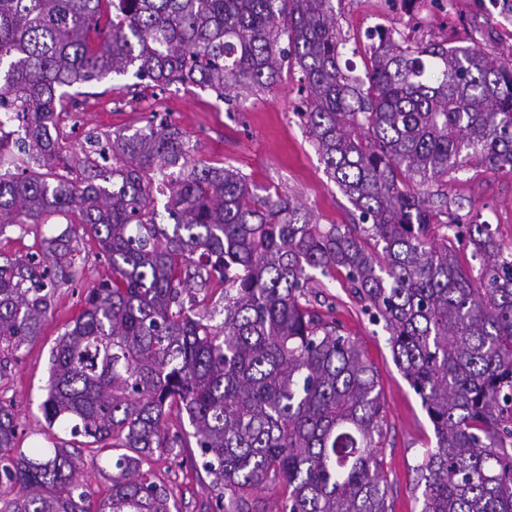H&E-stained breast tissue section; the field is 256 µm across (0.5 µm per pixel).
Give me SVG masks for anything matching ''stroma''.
Returning a JSON list of instances; mask_svg holds the SVG:
<instances>
[{
    "instance_id": "1",
    "label": "stroma",
    "mask_w": 512,
    "mask_h": 512,
    "mask_svg": "<svg viewBox=\"0 0 512 512\" xmlns=\"http://www.w3.org/2000/svg\"><path fill=\"white\" fill-rule=\"evenodd\" d=\"M336 27L346 41L342 58L364 75L370 42L367 31L378 23L409 41L448 42L452 46L480 47L491 57L512 60V17L500 13L490 0H448L440 8L431 0L407 7L400 0H332ZM299 73L283 69L278 83L232 104L215 93L192 86L173 87L157 100L134 99L131 76H111L94 85L83 104V124L94 132H133L160 113L179 127L197 148L203 163L232 167L255 185L258 195L278 192L292 197L323 224H350L358 218L354 207L331 181L302 120ZM451 210L460 220L480 215L499 239L512 243V172L469 167L450 173L444 187ZM65 224L33 227L28 232L7 228L0 235V254L20 256L38 250L43 237L65 231ZM78 263L82 280L59 289L41 334L25 345L17 361L0 373V402L13 405L22 448L39 446L77 448L69 432L49 428L41 409L52 349L65 326L78 314L89 288L110 273L94 243L81 247ZM311 302L328 319L340 324L375 366L385 407L386 442L382 450L383 477L389 487L392 512H421L423 485L416 465L423 449L434 447L433 426L419 396L396 368L383 324L362 312L343 276L324 278ZM84 461L83 478L96 494L106 493L110 481L97 463L105 453L77 448ZM191 451L177 448L155 453L146 462L153 479L164 486L179 512H207L215 503L208 477L198 475Z\"/></svg>"
}]
</instances>
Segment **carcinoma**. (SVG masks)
<instances>
[{"label":"carcinoma","instance_id":"1","mask_svg":"<svg viewBox=\"0 0 512 512\" xmlns=\"http://www.w3.org/2000/svg\"><path fill=\"white\" fill-rule=\"evenodd\" d=\"M343 48L332 0H0V234L62 217L111 271L56 339L42 409L49 427L119 451L96 497L68 449L17 447L0 404V477L19 485L0 512H178L143 468L188 447L168 432L174 407L195 471L220 489L217 512H249L250 493L276 482L278 512H391L376 373L310 303L313 270L342 274L384 324L433 425L421 512H512V245L449 215L442 190L464 166L512 169V65L390 33L361 78L342 70ZM286 65L361 225L253 193L236 169L196 162L165 119L66 149L69 105L111 74L230 102ZM454 239L479 268L462 266ZM79 252L64 232L0 263L1 370L40 335ZM214 281L223 308L190 305Z\"/></svg>","mask_w":512,"mask_h":512}]
</instances>
